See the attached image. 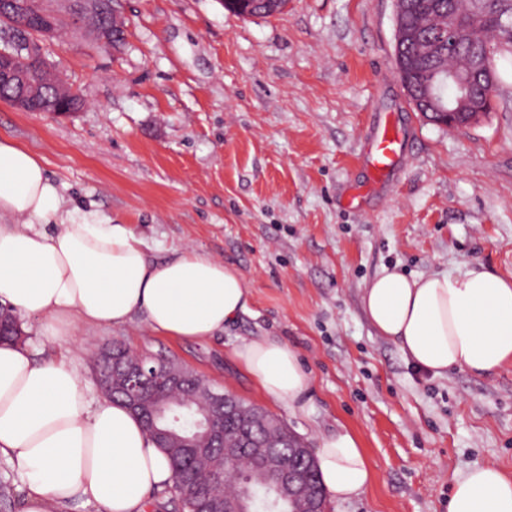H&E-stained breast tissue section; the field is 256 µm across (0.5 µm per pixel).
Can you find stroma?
Returning <instances> with one entry per match:
<instances>
[{"mask_svg": "<svg viewBox=\"0 0 512 512\" xmlns=\"http://www.w3.org/2000/svg\"><path fill=\"white\" fill-rule=\"evenodd\" d=\"M115 4L119 50L73 29L40 43L80 107L0 100V138L41 158L62 210L128 225L156 259L192 248L235 266L252 299L203 341L154 334L137 317L52 342L25 319L36 359L68 356L97 398L93 360L118 342L263 407L309 446L350 431L372 480L330 512H447L455 473H512V366L432 377L361 309L385 268L512 276V57L496 60L493 111L452 129L417 112L396 77L393 0H288L270 17L238 16L224 0ZM388 119L404 150L379 187L363 152ZM261 336L297 349L311 375L306 414L265 399L232 359Z\"/></svg>", "mask_w": 512, "mask_h": 512, "instance_id": "obj_1", "label": "stroma"}]
</instances>
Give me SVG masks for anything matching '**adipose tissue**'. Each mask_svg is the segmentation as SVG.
Wrapping results in <instances>:
<instances>
[{
  "mask_svg": "<svg viewBox=\"0 0 512 512\" xmlns=\"http://www.w3.org/2000/svg\"><path fill=\"white\" fill-rule=\"evenodd\" d=\"M251 294L234 267L191 250L151 260L124 224L75 222L41 159L0 139V305L61 339L78 326H122L142 317L151 331L181 339L223 332ZM365 317L415 367L492 376L512 365V277L471 265L406 276L383 270L361 297ZM232 358L268 399L306 410L310 375L297 351L268 338L243 342ZM0 453L24 483V512L73 500L98 512H143L169 484L164 451L124 404L93 399L68 359L37 362L26 347L0 343ZM325 489L347 501L365 492L372 470L349 432L319 440L314 455ZM448 512H512V475L474 465L454 476Z\"/></svg>",
  "mask_w": 512,
  "mask_h": 512,
  "instance_id": "adipose-tissue-1",
  "label": "adipose tissue"
}]
</instances>
